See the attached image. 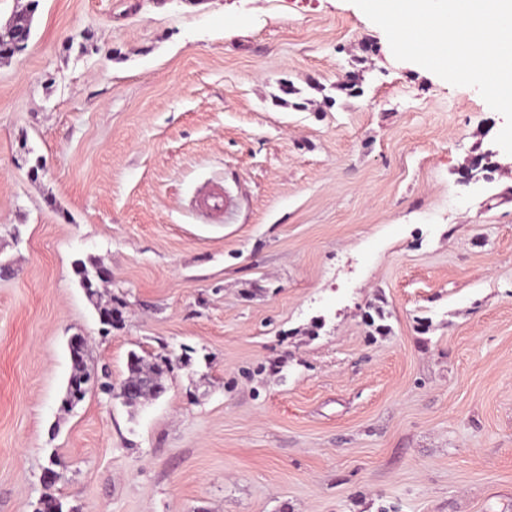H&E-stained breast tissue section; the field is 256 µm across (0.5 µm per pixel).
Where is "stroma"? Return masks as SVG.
Here are the masks:
<instances>
[{"instance_id": "1", "label": "stroma", "mask_w": 512, "mask_h": 512, "mask_svg": "<svg viewBox=\"0 0 512 512\" xmlns=\"http://www.w3.org/2000/svg\"><path fill=\"white\" fill-rule=\"evenodd\" d=\"M29 6L0 57V512H512L504 116L352 0H0V28ZM210 186L229 213L195 210ZM73 335L116 384L133 351L192 361L67 408ZM4 35L6 32H9L10 37L4 36L0 40V56L10 55L14 52L21 51L25 48L26 42L19 41L15 46V51L13 52V42L15 40L29 39L31 35V24L29 20L18 21L5 30H1ZM10 53V54H8ZM74 273L78 277L81 288L84 289L87 297L93 302L98 294L99 282H104L107 272L93 261L85 262L78 259L74 262Z\"/></svg>"}]
</instances>
